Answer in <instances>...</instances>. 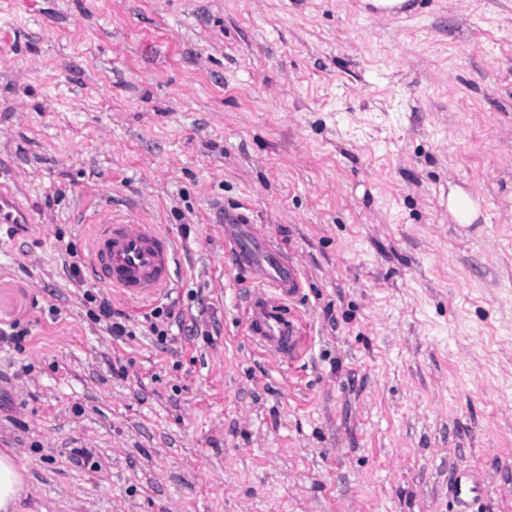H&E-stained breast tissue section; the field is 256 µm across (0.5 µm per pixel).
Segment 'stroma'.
<instances>
[{
    "mask_svg": "<svg viewBox=\"0 0 512 512\" xmlns=\"http://www.w3.org/2000/svg\"><path fill=\"white\" fill-rule=\"evenodd\" d=\"M410 3L0 0L22 512H456L457 467L512 512V0ZM217 202L298 264L294 357L249 336ZM107 206L176 243L168 295L112 297L120 338L70 275ZM0 223L29 224L27 209L23 208L14 192L6 185L0 184ZM448 211L456 223L470 224L478 216V204L471 195L455 188L448 194Z\"/></svg>",
    "mask_w": 512,
    "mask_h": 512,
    "instance_id": "35a3bbf8",
    "label": "stroma"
}]
</instances>
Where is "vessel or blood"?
<instances>
[{
    "instance_id": "1",
    "label": "vessel or blood",
    "mask_w": 512,
    "mask_h": 512,
    "mask_svg": "<svg viewBox=\"0 0 512 512\" xmlns=\"http://www.w3.org/2000/svg\"><path fill=\"white\" fill-rule=\"evenodd\" d=\"M211 214L212 223L223 225L225 235L237 241L235 263L246 266L258 283L245 306L251 336L275 356H292L299 346L300 327L285 303L300 291L298 268L255 230L245 213L220 204ZM29 221L27 209L14 192L0 184V223ZM174 256V243L159 225L140 217L117 216L108 209L97 211L92 218L87 256L90 275L128 301L142 303L164 293L171 282ZM451 489L457 512H471L487 495L484 483L468 469L454 470Z\"/></svg>"
}]
</instances>
